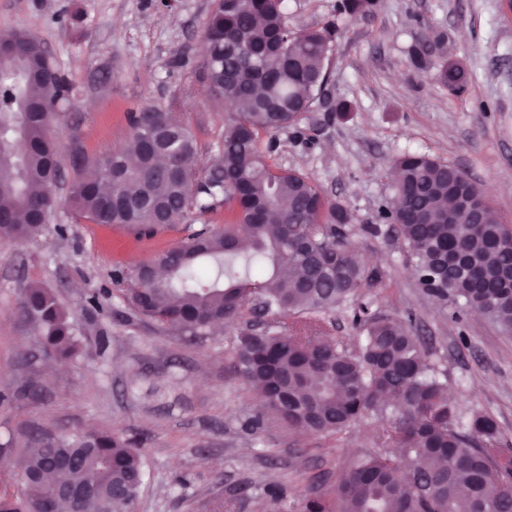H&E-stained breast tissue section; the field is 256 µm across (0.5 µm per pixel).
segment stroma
<instances>
[{
	"label": "stroma",
	"mask_w": 512,
	"mask_h": 512,
	"mask_svg": "<svg viewBox=\"0 0 512 512\" xmlns=\"http://www.w3.org/2000/svg\"><path fill=\"white\" fill-rule=\"evenodd\" d=\"M213 0H0V32L33 33L76 92L51 135L66 158L60 200L43 234L0 241V494H19L11 461L30 431L112 430L132 441L146 477L136 512H300L331 496L351 453L368 447L380 420L342 440L291 431L228 369L238 325L193 337L143 318L123 303L116 270L151 261L181 243L183 226L140 237L96 224L65 203L92 159L120 148L127 117L143 106L175 112L193 132L199 166L215 155L224 114L207 91L201 28ZM336 17V0H288V21L313 28ZM325 103L298 128L263 135L268 162L308 175L352 216L351 242L381 282L359 290L374 310L410 322L465 411L493 415L512 437V337L488 318L421 288L407 246L379 207L393 195L390 162L420 151L479 184L512 227V0H383L343 26ZM421 47L420 69L411 51ZM459 65L466 86L440 74ZM378 225L375 234L366 233ZM53 289L79 314L81 348L60 360L18 315L26 285ZM100 307L88 313L85 299ZM36 392H28V385Z\"/></svg>",
	"instance_id": "stroma-1"
}]
</instances>
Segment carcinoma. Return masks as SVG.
Masks as SVG:
<instances>
[{
  "instance_id": "cac0c4a2",
  "label": "carcinoma",
  "mask_w": 512,
  "mask_h": 512,
  "mask_svg": "<svg viewBox=\"0 0 512 512\" xmlns=\"http://www.w3.org/2000/svg\"><path fill=\"white\" fill-rule=\"evenodd\" d=\"M382 0H337L336 17L374 15ZM341 36L337 22L296 30L286 0H214L201 37L210 98L224 112L217 155L198 165L191 130L171 112L134 113L124 148L93 160L97 178L77 179L67 204L95 224L138 235L224 206L232 222L187 228L186 240L153 263L168 274L153 281L138 267L116 274L123 302L162 325L202 336L215 323L242 320L260 308L291 322L249 328L233 341L230 364L290 429L341 437L374 415L385 425L373 447L353 454L329 498L306 499L301 512H512V441L485 412H462L448 400V383L419 338L401 321L352 301L369 274L349 240L350 215L303 173L273 169L261 134L295 127L326 94ZM441 79L455 91L464 75L450 66ZM42 42L22 30L0 33V238L33 240L59 201L55 183L62 155L50 136L53 112L40 107L73 99ZM398 170L379 220L397 226L420 287L458 308L482 313L512 335V230L486 206L481 224L448 221L453 198L479 186L454 181L451 166L421 152L393 158ZM131 208L109 207L101 182ZM248 238L240 247L239 234ZM212 261L224 287L197 272ZM352 301L358 348L344 349L325 313ZM21 315L43 344L67 360L79 351L78 318L41 284L25 288ZM414 481L402 489L403 468ZM29 476L22 494L0 495V512H44L52 488L91 490L70 512H128L122 489L141 486V454L118 434L77 429L66 435L32 433L17 461Z\"/></svg>"
}]
</instances>
